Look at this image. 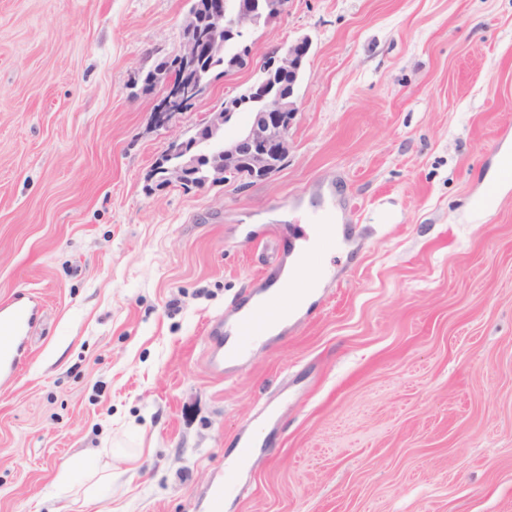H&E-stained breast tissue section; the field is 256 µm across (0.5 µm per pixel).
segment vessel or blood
Masks as SVG:
<instances>
[{"label": "vessel or blood", "instance_id": "b4317fda", "mask_svg": "<svg viewBox=\"0 0 512 512\" xmlns=\"http://www.w3.org/2000/svg\"><path fill=\"white\" fill-rule=\"evenodd\" d=\"M339 247L333 225L319 220L308 224L298 241L277 256L271 270L252 293L246 308L232 320L213 318L209 323V360L216 371L225 362L242 359L251 346L265 340L271 329L288 325L302 296L315 294L327 275L326 263ZM305 270V277H285L286 267ZM38 305L32 297L18 296L0 305V378L15 377L24 362L30 323Z\"/></svg>", "mask_w": 512, "mask_h": 512}]
</instances>
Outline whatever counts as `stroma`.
<instances>
[{
    "label": "stroma",
    "mask_w": 512,
    "mask_h": 512,
    "mask_svg": "<svg viewBox=\"0 0 512 512\" xmlns=\"http://www.w3.org/2000/svg\"><path fill=\"white\" fill-rule=\"evenodd\" d=\"M189 7L0 0V302L43 305L0 384V512H211L228 472L222 512H512V0H292L159 129L168 80L143 79ZM304 36L280 169L148 188L169 140ZM323 181L356 227L335 283L214 373L209 321ZM105 462L91 503L58 484Z\"/></svg>",
    "instance_id": "stroma-1"
}]
</instances>
